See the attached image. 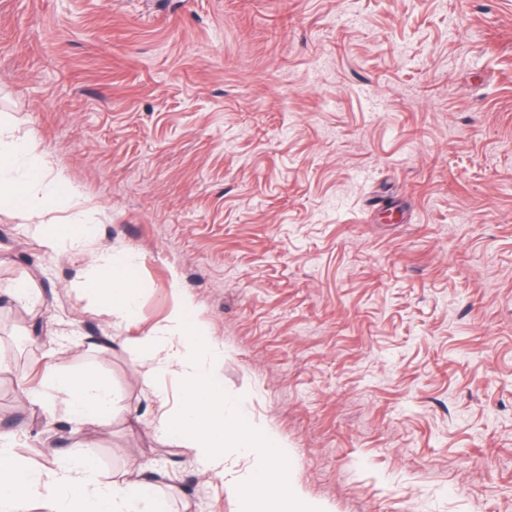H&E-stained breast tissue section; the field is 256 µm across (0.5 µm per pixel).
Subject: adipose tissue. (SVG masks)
Instances as JSON below:
<instances>
[{
    "label": "adipose tissue",
    "mask_w": 512,
    "mask_h": 512,
    "mask_svg": "<svg viewBox=\"0 0 512 512\" xmlns=\"http://www.w3.org/2000/svg\"><path fill=\"white\" fill-rule=\"evenodd\" d=\"M0 197L8 198L30 224L44 223L67 197L62 180L46 172L37 146L17 138L1 121ZM137 260L131 250L107 255L102 275L90 283L98 298L127 320L134 317L140 297L133 279ZM191 307L190 299L181 297L142 349L144 361L154 370L176 371L183 380L181 406L176 413L161 414V429L181 439L216 477L223 478L226 451L249 459L246 480L224 483L238 512H326L322 502L293 487L284 465L287 447L272 450V434L247 426L243 401L225 397L220 378L224 348L209 338L202 324L190 320ZM52 380L67 394L75 417L93 420L111 413L112 393L103 380L91 375L76 380L57 373ZM149 483L147 470L141 468L132 481L99 485L94 466L86 459L35 471L12 454L8 437L0 435V512H27L34 497L42 512H167L164 498L144 494Z\"/></svg>",
    "instance_id": "1"
}]
</instances>
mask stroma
Here are the masks:
<instances>
[{
	"instance_id": "35a3bbf8",
	"label": "stroma",
	"mask_w": 512,
	"mask_h": 512,
	"mask_svg": "<svg viewBox=\"0 0 512 512\" xmlns=\"http://www.w3.org/2000/svg\"><path fill=\"white\" fill-rule=\"evenodd\" d=\"M0 119L95 217L49 251L0 201L24 464L142 465L172 512H235L158 426L181 377L143 381L184 292L328 512H512V0H0ZM125 248L130 321L86 287ZM52 370L104 379L111 413L73 420Z\"/></svg>"
}]
</instances>
